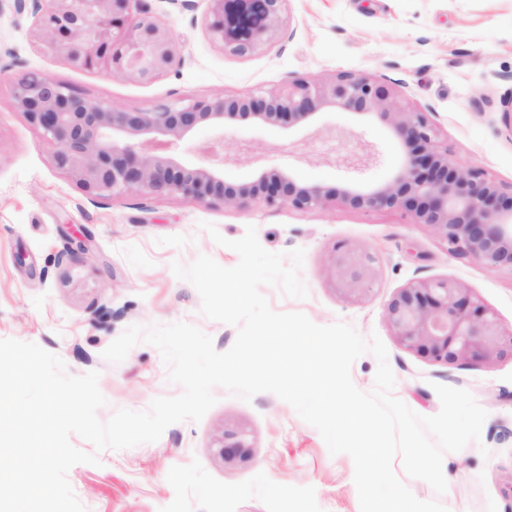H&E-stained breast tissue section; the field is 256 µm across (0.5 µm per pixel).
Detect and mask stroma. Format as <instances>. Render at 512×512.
<instances>
[{
	"instance_id": "stroma-1",
	"label": "stroma",
	"mask_w": 512,
	"mask_h": 512,
	"mask_svg": "<svg viewBox=\"0 0 512 512\" xmlns=\"http://www.w3.org/2000/svg\"><path fill=\"white\" fill-rule=\"evenodd\" d=\"M145 4L179 47L178 63L151 83L72 68L38 44L30 13L0 0V339L38 344L72 375L99 371L107 400L100 420L123 408L147 409L155 398L181 391L169 381L159 351L140 343L118 364L104 360L103 351L129 326L174 322L199 327L217 351L229 350L236 327L203 316L198 292L171 265L204 254L235 266L238 254L215 243L205 226L213 224L229 240L255 226L266 250L305 251L307 298L263 287L273 310L301 312L321 326L345 323L365 338L378 335L388 350L395 396L419 415L439 412L438 383L470 391L487 410L480 441L445 455V494L410 477L408 488L439 499L448 512H512V437L501 436L512 430V360L490 367L431 363L400 347L384 317L387 303L409 282L450 276L511 328L512 272L449 254L428 226L401 210L362 212L340 204L298 210L263 202L227 207L135 190L96 195L58 167L56 144L17 109L12 83L37 73L87 100L151 112L267 95L298 79L352 72L384 81L398 102L426 113L440 148L507 190L512 131L503 112L512 97V0H286L280 34L245 55L211 40L207 0H197L192 11L173 0ZM219 135L224 179L231 183L275 170L333 188L344 177L332 156L366 147L377 155L360 175L369 187L385 182L404 154L387 122L327 108L313 122L290 127L202 123L174 155L185 164L201 163L199 148ZM338 243L374 254L366 296L345 298L325 275ZM215 394L217 403L201 421L173 424L154 443L98 452L72 436L76 448L98 452L100 459L68 472L86 512H360L352 458L331 454L288 403L268 392L248 402L222 388ZM228 426L246 430L253 445L249 462L228 463L218 452L216 440Z\"/></svg>"
}]
</instances>
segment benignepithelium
Instances as JSON below:
<instances>
[{
	"label": "benign epithelium",
	"instance_id": "benign-epithelium-1",
	"mask_svg": "<svg viewBox=\"0 0 512 512\" xmlns=\"http://www.w3.org/2000/svg\"><path fill=\"white\" fill-rule=\"evenodd\" d=\"M142 2L14 0V6L31 13L39 41L72 67L102 69L114 77L149 83L176 65L178 49ZM209 2L208 32L233 54L252 52L281 31L285 0ZM14 89L17 108L58 146V165L77 173L82 185L99 195L138 190L147 196L182 195L236 207L262 200L301 210L320 209L333 201L355 210L404 209L416 223L430 226L449 253L468 256L489 269H512V195L483 170L459 166L439 150L425 113L398 105L382 82L339 73L327 82L297 80L268 100L224 97L181 110L162 106L154 112H125L92 102L38 74L15 79ZM326 107L390 120L405 155L386 182L366 189L350 183L325 189L273 171L233 184L212 167L186 166L144 151L148 142L164 146L168 139L183 140L204 122L222 125L228 117L294 125L313 120ZM337 162L359 169L373 157L350 153L338 156ZM375 262L362 246L337 245L324 271L345 297L357 298L369 290ZM385 319L401 347L436 364L492 366L512 359V331L454 278L408 283L388 302ZM218 444L226 462L252 458V444L241 428L224 429Z\"/></svg>",
	"mask_w": 512,
	"mask_h": 512
}]
</instances>
